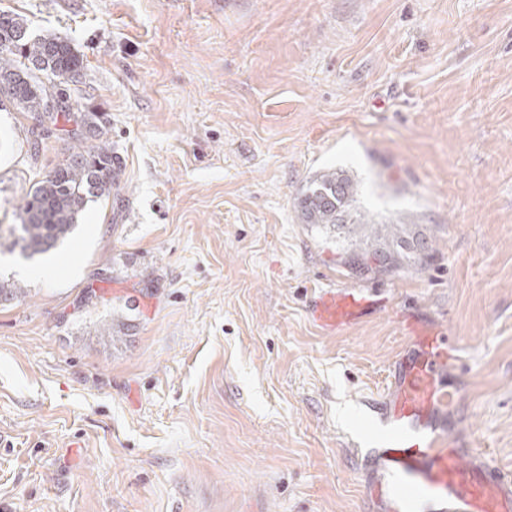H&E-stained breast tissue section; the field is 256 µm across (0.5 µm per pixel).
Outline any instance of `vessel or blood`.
<instances>
[{"label": "vessel or blood", "mask_w": 512, "mask_h": 512, "mask_svg": "<svg viewBox=\"0 0 512 512\" xmlns=\"http://www.w3.org/2000/svg\"><path fill=\"white\" fill-rule=\"evenodd\" d=\"M311 311L321 326L340 330L375 306L339 288L320 291ZM416 344L417 357L399 367L382 408L369 500L376 512H512V475L482 449H459L446 422L459 396L446 383V336L420 333Z\"/></svg>", "instance_id": "b4317fda"}]
</instances>
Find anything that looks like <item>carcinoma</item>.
<instances>
[{"mask_svg":"<svg viewBox=\"0 0 512 512\" xmlns=\"http://www.w3.org/2000/svg\"><path fill=\"white\" fill-rule=\"evenodd\" d=\"M83 60L55 35L33 36L20 15L0 11V102L8 101L38 122V135L52 132L64 118L75 124L72 136L85 132L94 143L71 151L31 187L19 206L17 224L0 225V255L31 260L62 243L75 229L87 203L118 187L110 129L96 112H84L71 97ZM358 184L343 170L323 171L296 197L301 223L325 237L343 240L347 263L360 269L379 260L381 271L421 265L428 240L419 224H378L357 206ZM20 283L0 280V303L22 298Z\"/></svg>","mask_w":512,"mask_h":512,"instance_id":"1","label":"carcinoma"}]
</instances>
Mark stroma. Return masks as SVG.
Masks as SVG:
<instances>
[{
    "mask_svg": "<svg viewBox=\"0 0 512 512\" xmlns=\"http://www.w3.org/2000/svg\"><path fill=\"white\" fill-rule=\"evenodd\" d=\"M71 43L125 175L39 262L0 257V512H369L407 324L446 333L461 448L512 472V0H0ZM0 108V224L75 142ZM420 268L301 223L327 169ZM52 278L34 277L37 264ZM381 303L336 331L318 289Z\"/></svg>",
    "mask_w": 512,
    "mask_h": 512,
    "instance_id": "1",
    "label": "stroma"
}]
</instances>
